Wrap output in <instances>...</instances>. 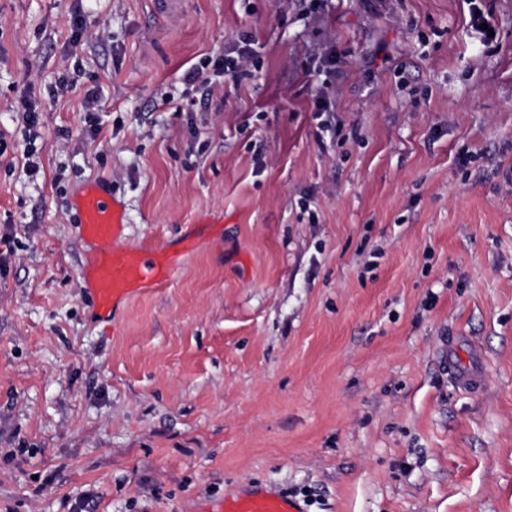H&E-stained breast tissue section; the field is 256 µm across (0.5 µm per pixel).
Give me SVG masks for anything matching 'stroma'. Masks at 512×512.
Masks as SVG:
<instances>
[{"label":"stroma","instance_id":"1","mask_svg":"<svg viewBox=\"0 0 512 512\" xmlns=\"http://www.w3.org/2000/svg\"><path fill=\"white\" fill-rule=\"evenodd\" d=\"M482 9L489 43L464 0H0V512H202L250 485L512 512V0ZM246 34L252 77L191 106L184 70ZM329 46L320 141L304 71ZM95 183L121 247L182 256L109 321L82 277Z\"/></svg>","mask_w":512,"mask_h":512}]
</instances>
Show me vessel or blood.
Wrapping results in <instances>:
<instances>
[{"instance_id":"b4317fda","label":"vessel or blood","mask_w":512,"mask_h":512,"mask_svg":"<svg viewBox=\"0 0 512 512\" xmlns=\"http://www.w3.org/2000/svg\"><path fill=\"white\" fill-rule=\"evenodd\" d=\"M83 234L98 245L82 276L92 285L96 308L111 312L113 306L144 288L164 287L176 266V256L164 247L147 244L137 250L117 248L125 228L120 203L105 185L88 187L77 201ZM209 512H306L297 498L271 489L225 496Z\"/></svg>"}]
</instances>
